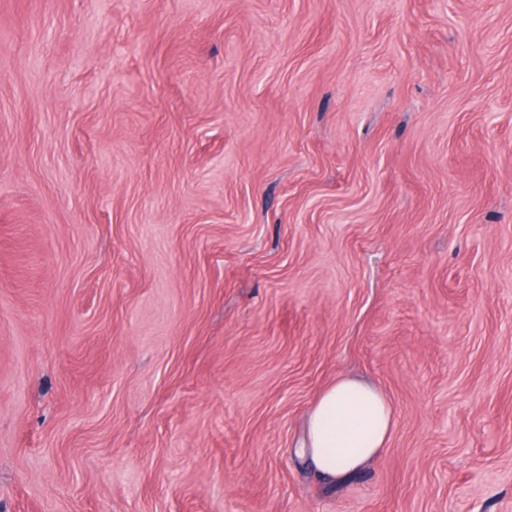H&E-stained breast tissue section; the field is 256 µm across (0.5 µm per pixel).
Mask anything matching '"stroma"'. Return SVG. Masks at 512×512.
<instances>
[{"instance_id": "stroma-1", "label": "stroma", "mask_w": 512, "mask_h": 512, "mask_svg": "<svg viewBox=\"0 0 512 512\" xmlns=\"http://www.w3.org/2000/svg\"><path fill=\"white\" fill-rule=\"evenodd\" d=\"M0 512H512V0H0ZM395 426L394 407L377 387L344 376L319 395L297 453L309 459L322 478L336 484L376 460Z\"/></svg>"}]
</instances>
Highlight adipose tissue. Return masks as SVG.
Segmentation results:
<instances>
[{
	"label": "adipose tissue",
	"instance_id": "obj_1",
	"mask_svg": "<svg viewBox=\"0 0 512 512\" xmlns=\"http://www.w3.org/2000/svg\"><path fill=\"white\" fill-rule=\"evenodd\" d=\"M395 426L394 407L377 387L344 376L319 395L298 453L322 478L336 483L376 460Z\"/></svg>",
	"mask_w": 512,
	"mask_h": 512
}]
</instances>
